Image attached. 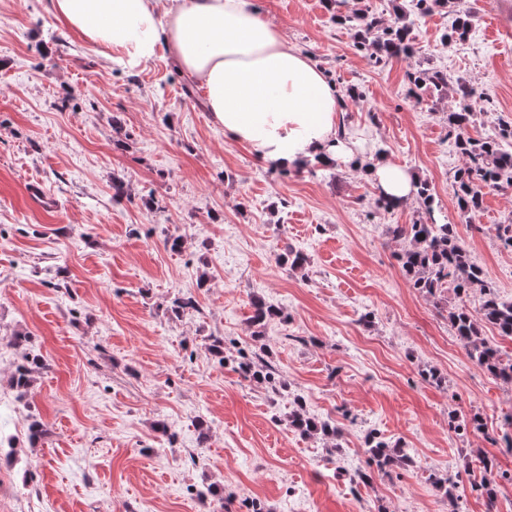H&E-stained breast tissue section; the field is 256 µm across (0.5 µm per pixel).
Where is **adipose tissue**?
I'll return each instance as SVG.
<instances>
[{
  "mask_svg": "<svg viewBox=\"0 0 512 512\" xmlns=\"http://www.w3.org/2000/svg\"><path fill=\"white\" fill-rule=\"evenodd\" d=\"M57 20L92 43L107 45L131 67L167 49L203 88L225 138L262 160L294 168L320 158L350 157L338 135L344 99L312 58L262 18L255 0H51ZM368 173L399 202L412 189L403 167L378 161Z\"/></svg>",
  "mask_w": 512,
  "mask_h": 512,
  "instance_id": "obj_1",
  "label": "adipose tissue"
}]
</instances>
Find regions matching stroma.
Here are the masks:
<instances>
[{
    "mask_svg": "<svg viewBox=\"0 0 512 512\" xmlns=\"http://www.w3.org/2000/svg\"><path fill=\"white\" fill-rule=\"evenodd\" d=\"M256 2L340 89L358 88L343 114L353 153L385 150L428 182L431 214L511 299L512 250L495 227L512 220V186L486 189L461 218L448 115L466 83L481 93L472 136L512 121V37L493 34L512 28V0H439L415 19L413 53L381 66L335 17L366 10L388 25L402 0ZM461 14L468 39L443 43ZM108 54L64 29L49 0H0V512H242L247 499L265 512H453L430 475L479 480L485 456L512 472V386L457 340L453 293L410 287L406 244L386 232L425 219L422 199L381 211L351 162L313 174L262 161L225 139L166 53L136 68ZM433 68L450 89L413 98L408 74ZM291 250L304 267L278 263ZM187 294L198 311L174 314ZM256 298L283 313L260 336ZM240 348L271 362L278 392L234 370ZM27 356L42 364L22 391ZM298 396L338 440L289 429ZM452 414L485 428L453 431ZM372 431L406 443L417 467L351 487Z\"/></svg>",
    "mask_w": 512,
    "mask_h": 512,
    "instance_id": "35a3bbf8",
    "label": "stroma"
}]
</instances>
